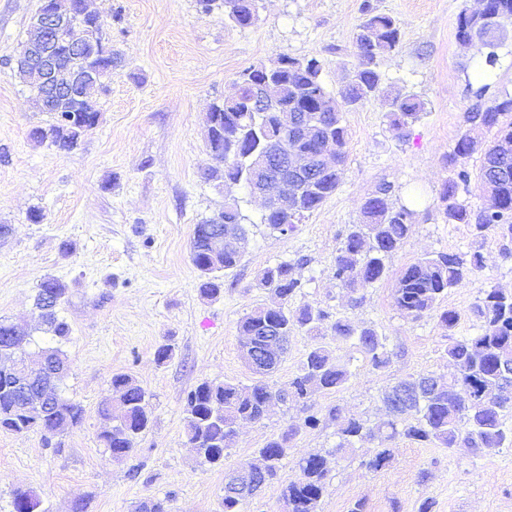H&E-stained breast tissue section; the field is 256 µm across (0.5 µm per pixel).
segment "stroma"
<instances>
[{
  "label": "stroma",
  "mask_w": 512,
  "mask_h": 512,
  "mask_svg": "<svg viewBox=\"0 0 512 512\" xmlns=\"http://www.w3.org/2000/svg\"><path fill=\"white\" fill-rule=\"evenodd\" d=\"M363 1L255 0L256 20L243 28L223 8L204 11L199 0H89L106 21L103 35L118 62L97 99L98 124L63 154L30 140V130L52 117L13 71L40 0H0V224L12 228L0 242V320L48 341L34 311L38 286L48 277L67 285L59 310L71 328L62 345L69 361L62 389L85 409L82 424L57 448L45 446L37 432L0 433V512H12L20 490L35 491L46 512H74L79 503L85 512H135L156 498L166 499L169 512H224L226 475L289 428L295 434L276 477L241 512H283L284 490L299 480V460L312 453L328 461L319 512H352L357 504L363 512H418L426 500L433 512H512V448L477 456L464 446L399 437L378 471L363 462L379 440L334 451L348 418L383 420L387 387L451 373L449 338L478 333L472 308L483 290L512 292V239L448 223L440 198L454 172L474 177L481 164L480 152L452 154L464 113L512 94V26L499 42L495 68L477 81L482 59L456 38L458 17L474 0H367L395 20L400 43L380 62L379 95L343 114L348 158L341 184L293 232L262 223V204L244 186L203 177L213 165L207 112L234 92L246 69L284 55L314 58L326 89L340 91L358 61ZM399 94L424 106L420 120L400 134L388 119V102ZM383 183L415 216L387 261L389 278L365 287L354 308L333 275L337 250ZM233 200L247 218L248 248L224 274L220 293L207 298L190 260L194 227ZM34 208L44 215L41 223L28 218ZM473 250L483 254L484 268L439 302L459 314L455 328L395 306V278L408 265L427 254ZM284 261L300 282L293 306L323 308L374 328L385 336L391 361L372 370L351 342L325 336L332 356L351 370L349 384L316 393L306 405H275L262 421L240 426L223 464L200 465L187 439L186 397L204 381L253 383L238 324L272 303L259 275ZM164 344L173 357L160 365L155 352ZM116 374L130 375L145 390L149 416L133 451L120 459L99 441L109 426L99 409ZM333 405L340 408L334 419L326 414ZM311 413L318 417L313 426L305 423Z\"/></svg>",
  "instance_id": "35a3bbf8"
}]
</instances>
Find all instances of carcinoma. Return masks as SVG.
Here are the masks:
<instances>
[{
	"mask_svg": "<svg viewBox=\"0 0 512 512\" xmlns=\"http://www.w3.org/2000/svg\"><path fill=\"white\" fill-rule=\"evenodd\" d=\"M255 0H224V16L242 27L252 19ZM363 21L356 32L360 53L358 63L348 70V83L335 96L320 79V64L315 59L300 60L281 56L271 66L261 65L241 74L242 93L235 102L211 108L207 117L206 147L209 154L223 159L224 165L204 172L206 178H232L247 183L252 162V150L259 148L269 154L279 152L275 138L277 131L274 112L260 108L252 101L251 87L264 79L282 84L280 106L306 114L323 123L321 140H330L336 147L337 167L322 173L317 183L301 195L299 213L263 214L261 221L284 233L293 230L305 215L316 210L340 185L348 157L347 130L342 112L350 106L362 105L378 96L381 84L379 71L382 56L396 48L400 31L395 21L374 11L370 0L362 4ZM502 23L512 21V0H485L484 12L463 10L458 18L456 38L460 41L478 38L485 65L497 63L498 35L487 30L486 19ZM73 62L82 66H98L103 74L112 71L116 59L101 60L86 54ZM15 75L28 84L34 93L41 89V78L31 71L19 54L14 66ZM103 89V82L82 89L78 102L68 101L45 108L52 113L54 123L46 128L35 127L30 138L38 143L50 142L57 151L68 153L78 146L84 130L98 122L100 113L94 95ZM423 108L412 96L395 97L389 103L390 126L402 132L417 122ZM480 123L493 133V138L482 151L477 176L484 186L489 166L500 160L503 143L512 142V98L491 105L477 104L464 113V124ZM511 171L493 181V193L486 207L475 211L459 200L460 190L468 186L470 176L460 171L448 179L441 192L445 203V217L450 224H469L477 233L489 227L500 236L512 239V161ZM414 212L397 206L392 201V189L381 184L363 205L364 221L354 224L341 242L336 255L334 276L351 294L352 306L360 303V289L388 276L386 260L397 251L406 238ZM217 224L245 225V216L237 204L224 206V212L195 227L191 241L190 259L200 272L199 291L205 296L220 293L223 282L220 273L230 271L241 261L242 254L226 252L213 260L206 252V240ZM483 268V256L475 250L470 253L448 252L428 255L407 266L397 279L394 303L406 315L420 319L437 311L438 302L448 289L463 283L476 270ZM259 286L279 297L274 311L258 308L239 323V335L255 336L262 341L269 330L282 334L280 355H285L288 336L303 330L315 339L306 354L300 372L288 383V397L307 401L317 391H338L352 376L348 365L334 358L321 338L326 332L352 341L374 370L385 368L390 352L385 339L377 331L357 325L347 317L332 318L323 309L309 305L288 308V303L300 288L293 277L292 267L280 262L265 268L259 276ZM67 288L56 278L48 277L41 284L35 298V308L45 332L52 338L64 339L70 335V326L60 319L57 309L64 301ZM439 312V311H437ZM474 313L480 319V332L474 336L450 338L446 354L456 366L457 374L443 381L439 388L427 383L420 375L397 383L385 394L391 419L370 427L361 418L349 419L339 432L336 449L350 448L357 441L373 437L384 443L397 437L431 443L439 448H453L465 441L476 455L512 446V434L504 428L503 413L512 409V403L503 405L488 396L499 392L503 375L498 366L500 354L512 353V294L496 289L485 290L475 305ZM440 321L453 329L458 322L454 310L439 312ZM8 324L0 321V357L15 358L32 370L47 363L52 366L48 375H39L33 385L50 393V401L24 408V394L16 386L13 375L0 369V430L12 433L39 432L45 445L52 438L81 425L84 409L80 402L66 397L59 385L67 371L64 352L58 347L25 350L26 340L8 341ZM413 392L409 405L399 406L395 401L397 388ZM113 396L118 403L103 409L105 416L116 421L99 441L112 457L123 458L132 452L136 438L148 425L145 392L129 375L117 374L111 381ZM471 394L469 404L459 401V389ZM281 396L262 380L250 385L229 381H204L191 391L186 400L188 440L196 449L201 462L217 465L224 462V450L230 447L235 427L240 423L259 422L265 416L266 401ZM292 433L284 431L257 450L264 462L267 478L276 475L284 458ZM301 478L289 484L283 493L288 512H317L323 495L327 466L325 456L312 454L299 462ZM42 501L32 491L14 494L13 512H41Z\"/></svg>",
	"mask_w": 512,
	"mask_h": 512,
	"instance_id": "cac0c4a2",
	"label": "carcinoma"
}]
</instances>
